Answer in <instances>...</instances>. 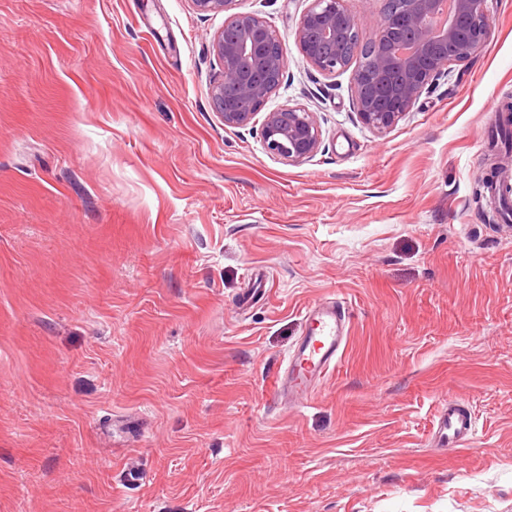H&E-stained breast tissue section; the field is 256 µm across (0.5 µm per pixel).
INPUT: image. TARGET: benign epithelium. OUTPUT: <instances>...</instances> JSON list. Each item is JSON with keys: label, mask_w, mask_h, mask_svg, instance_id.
Returning <instances> with one entry per match:
<instances>
[{"label": "benign epithelium", "mask_w": 512, "mask_h": 512, "mask_svg": "<svg viewBox=\"0 0 512 512\" xmlns=\"http://www.w3.org/2000/svg\"><path fill=\"white\" fill-rule=\"evenodd\" d=\"M203 14L224 13L213 40L221 79L210 87L214 109L228 127H246L281 85L286 59L271 25L254 13L236 11L238 0H191ZM359 35L344 0H311L296 32L299 50L327 76L350 69L345 42ZM490 38L487 0H394L371 39V72L353 69L356 111L369 128L383 132L411 111L426 87L466 61ZM268 153L290 162L312 158L322 132L314 113L285 105L267 113L260 130Z\"/></svg>", "instance_id": "1"}]
</instances>
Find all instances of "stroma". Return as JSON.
<instances>
[{
	"label": "stroma",
	"instance_id": "stroma-1",
	"mask_svg": "<svg viewBox=\"0 0 512 512\" xmlns=\"http://www.w3.org/2000/svg\"><path fill=\"white\" fill-rule=\"evenodd\" d=\"M311 0H239L287 65L245 128L209 97L220 13L0 0V512H512V0L376 132L302 57ZM498 110H491V101ZM299 104L312 160L267 153ZM347 343L304 407L274 368L304 313ZM475 433L448 450L438 408ZM260 135L271 155L303 162L317 153L322 132L313 112L301 105H285L267 113Z\"/></svg>",
	"mask_w": 512,
	"mask_h": 512
}]
</instances>
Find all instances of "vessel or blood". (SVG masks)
Instances as JSON below:
<instances>
[{"label":"vessel or blood","mask_w":512,"mask_h":512,"mask_svg":"<svg viewBox=\"0 0 512 512\" xmlns=\"http://www.w3.org/2000/svg\"><path fill=\"white\" fill-rule=\"evenodd\" d=\"M304 318L308 324L305 336L300 337L286 367L273 373L275 392H287L301 401L312 397L334 372L345 349L344 328L350 312L344 301L336 299L308 307ZM437 431L445 436L449 449L457 450L468 446L475 427L470 414L451 399L439 412Z\"/></svg>","instance_id":"b4317fda"}]
</instances>
